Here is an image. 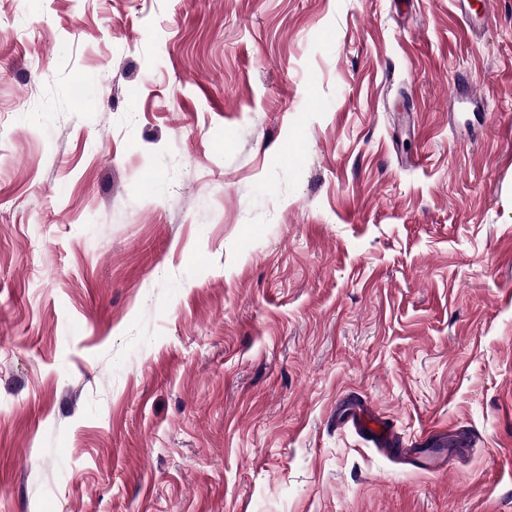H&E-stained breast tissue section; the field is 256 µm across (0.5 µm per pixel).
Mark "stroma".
<instances>
[{
    "mask_svg": "<svg viewBox=\"0 0 512 512\" xmlns=\"http://www.w3.org/2000/svg\"><path fill=\"white\" fill-rule=\"evenodd\" d=\"M490 8L0 0V512H512ZM454 2L469 32H473L475 28L484 27L490 23L489 0L484 3L483 11L480 13L472 12L473 9L469 0H454ZM338 418L352 425L356 430L370 433L380 447L392 448L397 442L395 433L374 419L363 404L345 407L338 413Z\"/></svg>",
    "mask_w": 512,
    "mask_h": 512,
    "instance_id": "obj_1",
    "label": "stroma"
}]
</instances>
